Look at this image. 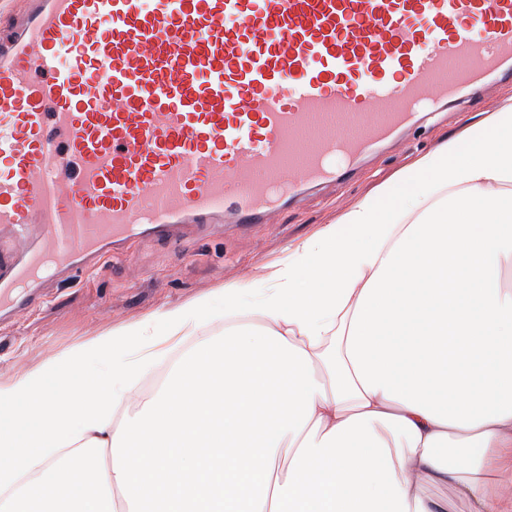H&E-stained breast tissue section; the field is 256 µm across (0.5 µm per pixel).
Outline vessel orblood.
I'll return each mask as SVG.
<instances>
[{
    "label": "vessel or blood",
    "mask_w": 512,
    "mask_h": 512,
    "mask_svg": "<svg viewBox=\"0 0 512 512\" xmlns=\"http://www.w3.org/2000/svg\"><path fill=\"white\" fill-rule=\"evenodd\" d=\"M0 39V323L140 238L268 223L512 81V0H27Z\"/></svg>",
    "instance_id": "b4317fda"
}]
</instances>
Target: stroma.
<instances>
[{
  "mask_svg": "<svg viewBox=\"0 0 512 512\" xmlns=\"http://www.w3.org/2000/svg\"><path fill=\"white\" fill-rule=\"evenodd\" d=\"M484 100L427 116L421 128L375 150L359 172L337 186L313 191L248 230L189 232L165 244L144 238L130 252L77 282H50L33 311L0 327V382L39 366L83 338L188 303L225 284L265 276L287 248L301 244L340 213L392 179L420 153L442 147L486 112Z\"/></svg>",
  "mask_w": 512,
  "mask_h": 512,
  "instance_id": "stroma-1",
  "label": "stroma"
}]
</instances>
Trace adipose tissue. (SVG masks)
Segmentation results:
<instances>
[{"label": "adipose tissue", "mask_w": 512, "mask_h": 512, "mask_svg": "<svg viewBox=\"0 0 512 512\" xmlns=\"http://www.w3.org/2000/svg\"><path fill=\"white\" fill-rule=\"evenodd\" d=\"M511 185L512 96L265 278L0 383V512H512ZM194 341L195 339L189 336L168 344L165 352L157 358L151 369L141 377L137 387L138 391L144 395L153 394L162 382L170 365L180 357Z\"/></svg>", "instance_id": "ef3b65f1"}]
</instances>
